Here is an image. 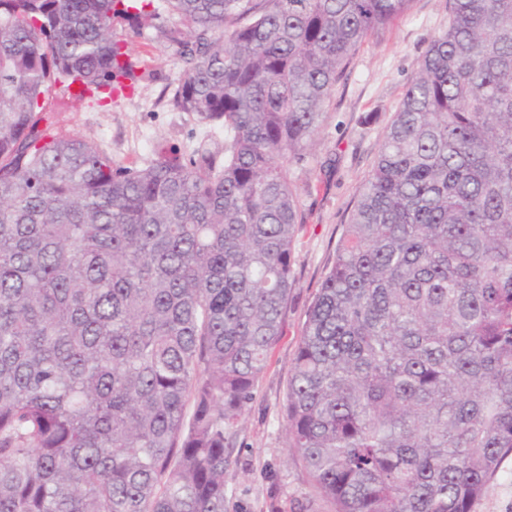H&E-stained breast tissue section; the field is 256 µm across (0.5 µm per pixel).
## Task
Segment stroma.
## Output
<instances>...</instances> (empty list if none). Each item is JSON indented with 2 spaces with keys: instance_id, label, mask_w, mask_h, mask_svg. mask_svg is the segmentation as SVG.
<instances>
[{
  "instance_id": "obj_1",
  "label": "stroma",
  "mask_w": 512,
  "mask_h": 512,
  "mask_svg": "<svg viewBox=\"0 0 512 512\" xmlns=\"http://www.w3.org/2000/svg\"><path fill=\"white\" fill-rule=\"evenodd\" d=\"M447 25L448 0H415L410 15L363 45L347 80L336 88L307 163L290 170L305 218L294 245L295 286L284 334L256 384L254 401L229 440L225 512L334 510L314 492L287 443L283 405L289 368L306 311L407 81L432 37ZM115 29L128 36L126 24L117 23ZM128 38L135 62L129 87L104 104L85 101L75 105L67 100L63 85L55 84L48 99L53 132L95 141L114 164L122 166H145L159 146L174 145L188 153L202 143L211 152L223 154V130L168 105L169 86L180 78L183 64L160 28ZM473 512H512V457L503 462Z\"/></svg>"
}]
</instances>
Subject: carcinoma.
<instances>
[{
    "label": "carcinoma",
    "instance_id": "1",
    "mask_svg": "<svg viewBox=\"0 0 512 512\" xmlns=\"http://www.w3.org/2000/svg\"><path fill=\"white\" fill-rule=\"evenodd\" d=\"M414 0H0V512H224L229 437L283 335L288 168ZM310 304L288 447L334 512H472L512 454V0H448ZM224 127L116 166L46 96L133 78ZM191 415H186L187 403Z\"/></svg>",
    "mask_w": 512,
    "mask_h": 512
}]
</instances>
